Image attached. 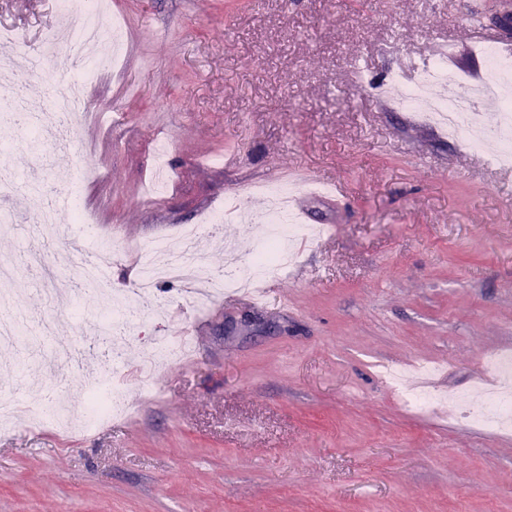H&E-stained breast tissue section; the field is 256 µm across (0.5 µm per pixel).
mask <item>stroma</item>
Returning a JSON list of instances; mask_svg holds the SVG:
<instances>
[{
	"label": "stroma",
	"instance_id": "35a3bbf8",
	"mask_svg": "<svg viewBox=\"0 0 512 512\" xmlns=\"http://www.w3.org/2000/svg\"><path fill=\"white\" fill-rule=\"evenodd\" d=\"M122 20L118 68L88 86L89 103L123 118L119 127L74 117L46 158L0 127V170L44 173L65 196L79 166L99 178L75 185L99 237L120 255L112 287L134 282V245L177 243L186 224L223 212L227 255L202 241L212 268L251 258L266 225L239 213L264 208L259 188L292 192L289 172L343 188L345 208L311 205L326 226L296 240L303 277L285 270L261 309L205 307L209 321L190 367L155 376L145 396L123 381L137 409L87 434L24 424L0 432V512H512V433L462 420L457 405L485 361L512 353V168L491 153L433 133L414 110H381L386 80H408L453 39L462 76L488 63L469 44L498 0H108ZM58 21V0H0V32L37 51ZM169 145L168 187L146 195L159 141ZM236 150L238 166L224 164ZM0 222V259L21 263L12 283L36 328L47 306L40 271L25 266L26 234L42 221L38 202ZM288 308H281V300ZM76 318L33 343L0 342V392L29 399L39 384L15 365L36 366L62 341L91 339L100 305L70 303ZM141 323L129 365L156 339L190 331ZM415 363L442 370L416 390H449L451 404L421 410L385 376Z\"/></svg>",
	"mask_w": 512,
	"mask_h": 512
}]
</instances>
